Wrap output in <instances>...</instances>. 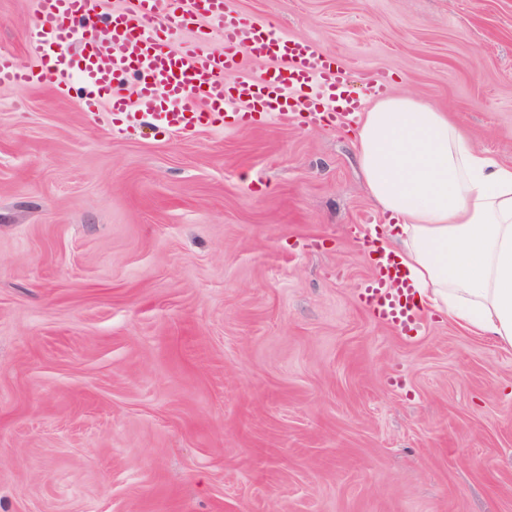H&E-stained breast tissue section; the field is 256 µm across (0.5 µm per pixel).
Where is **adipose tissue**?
<instances>
[{
  "mask_svg": "<svg viewBox=\"0 0 512 512\" xmlns=\"http://www.w3.org/2000/svg\"><path fill=\"white\" fill-rule=\"evenodd\" d=\"M354 141L417 305L512 347V165L488 159L448 112L410 94L376 100Z\"/></svg>",
  "mask_w": 512,
  "mask_h": 512,
  "instance_id": "adipose-tissue-1",
  "label": "adipose tissue"
}]
</instances>
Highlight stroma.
<instances>
[{"label": "stroma", "instance_id": "35a3bbf8", "mask_svg": "<svg viewBox=\"0 0 512 512\" xmlns=\"http://www.w3.org/2000/svg\"><path fill=\"white\" fill-rule=\"evenodd\" d=\"M512 163V0H233ZM34 0H0L30 64ZM349 129L0 85V512H512V348L359 304Z\"/></svg>", "mask_w": 512, "mask_h": 512}]
</instances>
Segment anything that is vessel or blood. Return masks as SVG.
<instances>
[{
  "label": "vessel or blood",
  "mask_w": 512,
  "mask_h": 512,
  "mask_svg": "<svg viewBox=\"0 0 512 512\" xmlns=\"http://www.w3.org/2000/svg\"><path fill=\"white\" fill-rule=\"evenodd\" d=\"M34 62L18 65L0 53V84L46 86L63 92L79 76L84 101L108 100L128 124L151 117L156 127L187 133L201 126L251 127L272 115L307 112L338 125L363 108L343 71L307 41L277 34L274 25L242 17L232 0H125L110 21L115 51L96 47L100 0H36ZM203 16L224 35L223 50L197 44L171 48L173 30ZM271 60L255 74L247 59ZM361 306L396 334L419 332L421 317L407 275L378 251L358 288Z\"/></svg>",
  "instance_id": "obj_1"
}]
</instances>
